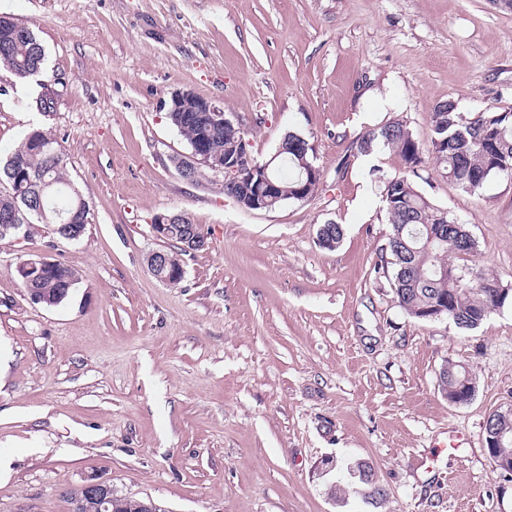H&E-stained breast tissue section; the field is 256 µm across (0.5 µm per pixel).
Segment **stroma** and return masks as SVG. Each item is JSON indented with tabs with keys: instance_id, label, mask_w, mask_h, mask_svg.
Masks as SVG:
<instances>
[{
	"instance_id": "stroma-1",
	"label": "stroma",
	"mask_w": 512,
	"mask_h": 512,
	"mask_svg": "<svg viewBox=\"0 0 512 512\" xmlns=\"http://www.w3.org/2000/svg\"><path fill=\"white\" fill-rule=\"evenodd\" d=\"M35 28L54 82L0 73V153L48 128L90 207L77 241L32 223L0 241V512H69L96 476L167 512H512V474L485 444L512 406V306L476 329L418 321L385 264L390 226L374 169L399 157L355 141L431 113L512 112V10L491 0H0ZM214 100L258 161L290 131L322 173L303 202L242 211L223 177L184 180L167 119L176 90ZM50 92V113L36 100ZM419 188L468 224L470 265L512 284V179L470 195L428 163ZM207 237L176 286L149 271L155 216ZM344 236L319 246L321 224ZM76 270L63 304L32 303L15 267ZM472 400L450 404L446 364ZM368 463L389 497L354 493ZM340 495H331L330 486Z\"/></svg>"
}]
</instances>
